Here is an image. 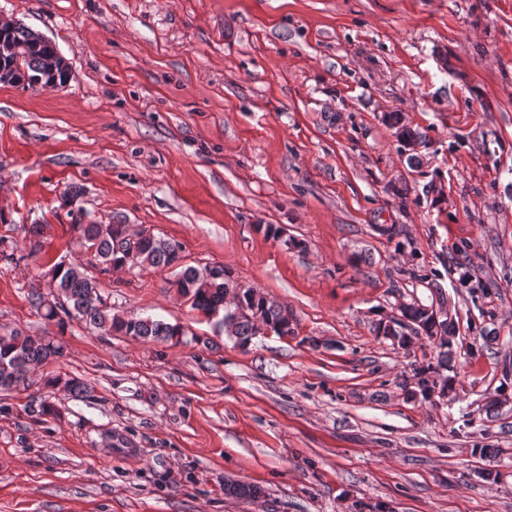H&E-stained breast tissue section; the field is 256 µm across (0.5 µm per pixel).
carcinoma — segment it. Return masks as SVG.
Segmentation results:
<instances>
[{
	"label": "carcinoma",
	"instance_id": "obj_1",
	"mask_svg": "<svg viewBox=\"0 0 512 512\" xmlns=\"http://www.w3.org/2000/svg\"><path fill=\"white\" fill-rule=\"evenodd\" d=\"M69 79V69L59 55L55 44L34 32L18 20H0V83L13 86L33 87L41 84L63 86ZM79 231L84 242L94 248L93 258L106 273L112 266L125 261V237L122 224H81ZM44 226L31 224L25 230L29 239V252L23 255L0 253L10 264H20L38 254L43 248ZM182 246L178 242L151 235L140 249L136 267H153L175 270L172 281L177 292L189 302L190 307L199 311L209 320H216V326L224 328L242 346L262 335L256 321L250 318H236L233 310L225 304L224 278L222 267L198 269L182 264ZM48 275L57 289V300L48 303L42 296L34 298L43 316L63 328L67 322L76 319L88 328L111 332L117 336H129L137 340L183 341L185 332L178 324H171L150 317L124 315L112 311V304L100 297V282L87 274L84 264L73 261L67 265L56 262ZM242 301L248 308H256V314L264 325L273 329L283 322V309L262 298V294L247 288ZM404 322L413 326V332L423 330L424 338L438 349L436 362L429 363L414 371L416 384L428 376L444 379L447 389H452L455 378L448 375L450 354L456 342V328L453 321L444 325L448 340H433L426 306L409 304L402 313ZM62 357V346L45 336H31L13 331L0 336V391L26 390L33 384L29 377L32 368L48 365ZM44 386L50 390L63 391L76 398L91 396L92 387L77 377L61 375L45 379ZM227 494L239 497H256L261 489L255 485L227 482Z\"/></svg>",
	"mask_w": 512,
	"mask_h": 512
}]
</instances>
